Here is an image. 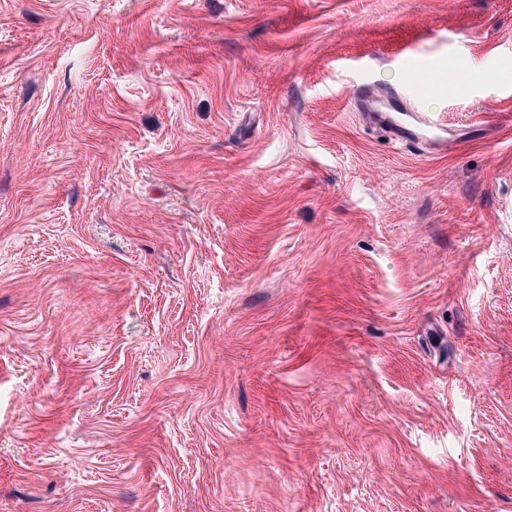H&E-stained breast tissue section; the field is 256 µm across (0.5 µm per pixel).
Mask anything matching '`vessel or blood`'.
Returning <instances> with one entry per match:
<instances>
[{
    "label": "vessel or blood",
    "mask_w": 512,
    "mask_h": 512,
    "mask_svg": "<svg viewBox=\"0 0 512 512\" xmlns=\"http://www.w3.org/2000/svg\"><path fill=\"white\" fill-rule=\"evenodd\" d=\"M402 62L415 73L422 94L440 97L448 92V59L446 56L423 58L415 50L405 51ZM355 102L363 110L368 122L386 129L396 140L445 153L453 146L447 129L438 117L420 111L414 98L403 95L395 88H383L368 83L356 87Z\"/></svg>",
    "instance_id": "1"
}]
</instances>
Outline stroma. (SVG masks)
I'll return each mask as SVG.
<instances>
[{
	"mask_svg": "<svg viewBox=\"0 0 512 512\" xmlns=\"http://www.w3.org/2000/svg\"><path fill=\"white\" fill-rule=\"evenodd\" d=\"M506 201L512 0H0V512H512ZM402 62L407 70L417 77V86L421 94L440 97L448 92V57L433 56L422 58L411 49L403 53ZM420 95L411 98L403 95L395 88H382L376 84L368 83L356 87V106L364 110L363 114L368 122L386 129L395 140L419 147L428 146L439 153H447L455 143L445 136L447 129L440 123L438 117L431 112H421L417 107ZM384 98L389 110L376 106L379 99ZM359 109V108H358ZM389 112H399L397 116Z\"/></svg>",
	"mask_w": 512,
	"mask_h": 512,
	"instance_id": "1",
	"label": "stroma"
}]
</instances>
